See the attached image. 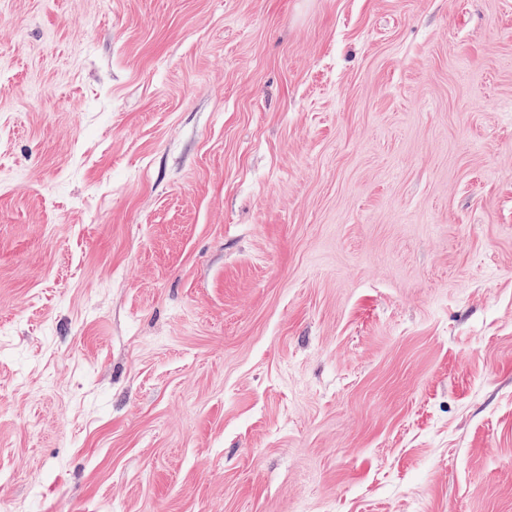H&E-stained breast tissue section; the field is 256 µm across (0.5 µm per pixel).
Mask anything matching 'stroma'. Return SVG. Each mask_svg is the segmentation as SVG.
<instances>
[{"mask_svg":"<svg viewBox=\"0 0 512 512\" xmlns=\"http://www.w3.org/2000/svg\"><path fill=\"white\" fill-rule=\"evenodd\" d=\"M0 512H512V0H0Z\"/></svg>","mask_w":512,"mask_h":512,"instance_id":"obj_1","label":"stroma"}]
</instances>
